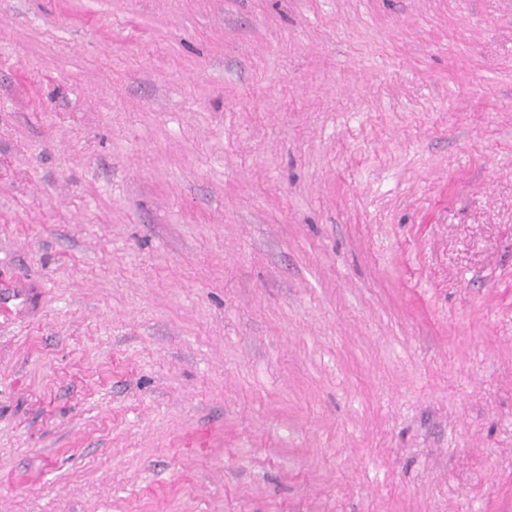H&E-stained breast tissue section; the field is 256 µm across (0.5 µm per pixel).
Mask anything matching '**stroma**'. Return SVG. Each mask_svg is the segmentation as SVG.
<instances>
[{"mask_svg": "<svg viewBox=\"0 0 512 512\" xmlns=\"http://www.w3.org/2000/svg\"><path fill=\"white\" fill-rule=\"evenodd\" d=\"M0 512H512V0H0Z\"/></svg>", "mask_w": 512, "mask_h": 512, "instance_id": "35a3bbf8", "label": "stroma"}]
</instances>
